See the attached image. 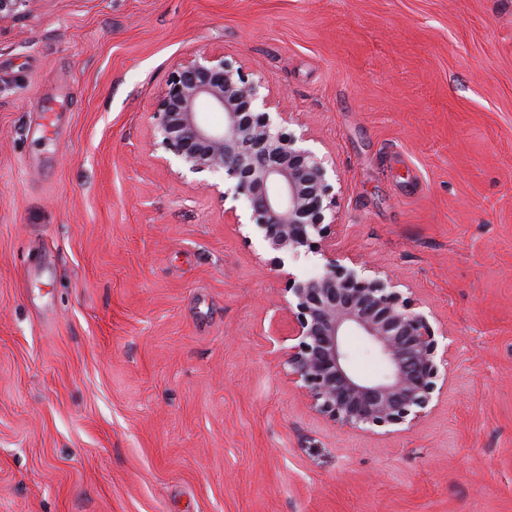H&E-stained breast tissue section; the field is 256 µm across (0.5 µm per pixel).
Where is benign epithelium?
<instances>
[{
  "label": "benign epithelium",
  "instance_id": "7a95c632",
  "mask_svg": "<svg viewBox=\"0 0 512 512\" xmlns=\"http://www.w3.org/2000/svg\"><path fill=\"white\" fill-rule=\"evenodd\" d=\"M34 0H0V24L28 12ZM237 62L222 52L179 62L155 111V133L174 175L208 174L234 180L223 198L243 201L224 210L229 223L256 227L273 257L268 265L286 279L284 301L291 320L288 379L324 420L370 432L375 427L414 425L428 413L438 382L448 378V338L442 326L416 310L413 299L381 267L336 248L333 163L304 147L305 133L288 129L291 114L273 107ZM224 113V125L199 118V105ZM323 260L314 276L298 278L289 262L301 253ZM364 337L384 371L356 373L346 336Z\"/></svg>",
  "mask_w": 512,
  "mask_h": 512
}]
</instances>
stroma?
<instances>
[{"label": "stroma", "mask_w": 512, "mask_h": 512, "mask_svg": "<svg viewBox=\"0 0 512 512\" xmlns=\"http://www.w3.org/2000/svg\"><path fill=\"white\" fill-rule=\"evenodd\" d=\"M264 79L336 244L448 330L416 425L327 423L287 286L161 163L177 61ZM0 512H512V0H34L0 25Z\"/></svg>", "instance_id": "obj_1"}]
</instances>
